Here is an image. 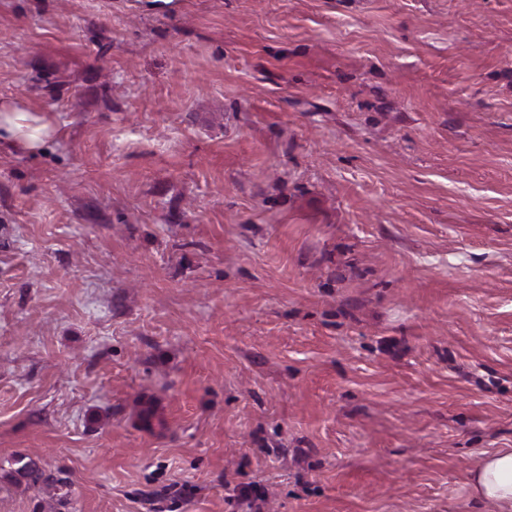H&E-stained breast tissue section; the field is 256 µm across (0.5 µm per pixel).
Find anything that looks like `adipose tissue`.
Returning a JSON list of instances; mask_svg holds the SVG:
<instances>
[{
	"label": "adipose tissue",
	"instance_id": "1",
	"mask_svg": "<svg viewBox=\"0 0 512 512\" xmlns=\"http://www.w3.org/2000/svg\"><path fill=\"white\" fill-rule=\"evenodd\" d=\"M52 133L50 122L23 101H0V146L33 151ZM470 486L474 497L494 512H512V449L486 456L472 471Z\"/></svg>",
	"mask_w": 512,
	"mask_h": 512
}]
</instances>
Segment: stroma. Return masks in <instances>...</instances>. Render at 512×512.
Returning a JSON list of instances; mask_svg holds the SVG:
<instances>
[{
	"instance_id": "35a3bbf8",
	"label": "stroma",
	"mask_w": 512,
	"mask_h": 512,
	"mask_svg": "<svg viewBox=\"0 0 512 512\" xmlns=\"http://www.w3.org/2000/svg\"><path fill=\"white\" fill-rule=\"evenodd\" d=\"M17 96L0 512H489L512 0H0ZM52 133L51 123L30 110L22 100L0 101V147L34 151Z\"/></svg>"
}]
</instances>
